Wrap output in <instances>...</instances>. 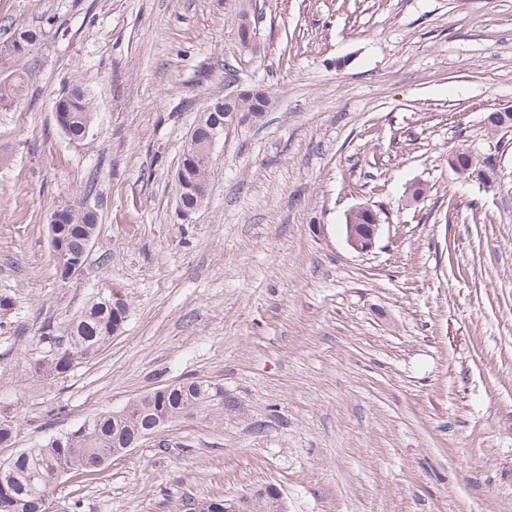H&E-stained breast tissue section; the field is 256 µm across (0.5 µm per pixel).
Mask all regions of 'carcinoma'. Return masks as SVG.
Instances as JSON below:
<instances>
[{"mask_svg":"<svg viewBox=\"0 0 512 512\" xmlns=\"http://www.w3.org/2000/svg\"><path fill=\"white\" fill-rule=\"evenodd\" d=\"M40 32L24 29L0 47V54L24 55L39 40ZM25 91L18 75L0 80V109H7ZM271 96L255 89L245 96L241 109L254 117L269 110ZM58 126L70 138L81 140L92 121L89 94L74 85L60 93L53 103ZM224 125V100L210 108L206 123L196 125L187 141L179 165L188 183L207 178L208 167L199 163L196 152L203 150L210 128ZM180 206L198 209L205 198L178 189ZM67 218L58 228V238L67 260L87 259L88 242L97 230V211L65 208ZM126 304L119 298L103 297L88 307L73 324L69 336L61 339L45 331L40 341L50 347V354L34 364V372L43 378H59L81 360L89 358L112 338V324L126 317ZM204 413L224 417V387L207 380H192L152 390L119 410L101 412L79 427L51 436L35 448H26L0 461V512H49L50 496L62 476L86 474L102 468L126 448L137 446L142 436L155 428Z\"/></svg>","mask_w":512,"mask_h":512,"instance_id":"carcinoma-1","label":"carcinoma"}]
</instances>
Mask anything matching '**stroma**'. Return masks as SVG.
Masks as SVG:
<instances>
[{
	"instance_id": "1",
	"label": "stroma",
	"mask_w": 512,
	"mask_h": 512,
	"mask_svg": "<svg viewBox=\"0 0 512 512\" xmlns=\"http://www.w3.org/2000/svg\"><path fill=\"white\" fill-rule=\"evenodd\" d=\"M0 0V415L33 448L152 389L223 386L224 417L180 420L101 470L62 478L50 512H183L185 497L279 490L288 512H512V0ZM273 104L214 152L183 217L175 173L228 91ZM93 104L69 139L53 100ZM490 158L488 187L454 174ZM425 193L407 204L405 191ZM97 208L78 273L51 255L52 210ZM365 204L367 253L344 235ZM122 328L65 376L48 347L99 297ZM40 31L36 29H24L14 33L12 40L0 48V54L24 55L39 40ZM24 79L18 75L12 79L9 77L1 78L0 80V109H7L14 101L22 96L26 86ZM58 126L71 139L82 140L92 121V104L89 94L80 86L60 93L53 103ZM363 212L373 215V224H369L370 219L366 214H362ZM346 220L344 231L347 244L360 253L371 251L381 226L377 213L369 206H358L348 213Z\"/></svg>"
}]
</instances>
